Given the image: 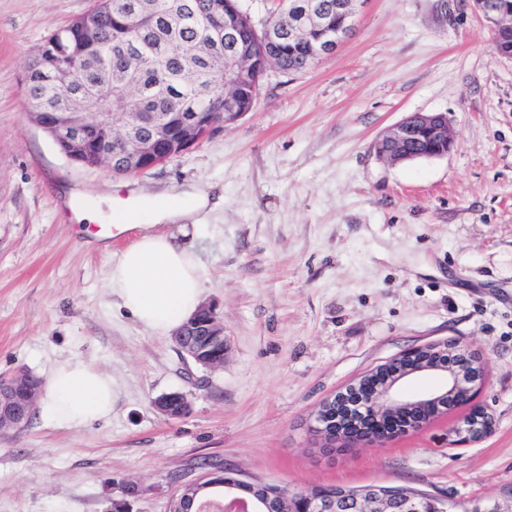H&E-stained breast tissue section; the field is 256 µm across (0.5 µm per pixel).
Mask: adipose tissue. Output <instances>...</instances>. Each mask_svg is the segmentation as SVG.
I'll return each mask as SVG.
<instances>
[{"label":"adipose tissue","mask_w":512,"mask_h":512,"mask_svg":"<svg viewBox=\"0 0 512 512\" xmlns=\"http://www.w3.org/2000/svg\"><path fill=\"white\" fill-rule=\"evenodd\" d=\"M207 191L159 195L141 209H122L116 224L135 219L146 224L175 222L209 206ZM107 286L121 308L145 328L166 333L182 324L202 302V271L194 252L168 237L143 234L112 263ZM114 388L104 369L79 358L56 365L44 382L40 414L44 422L72 430L89 426L112 413Z\"/></svg>","instance_id":"obj_1"}]
</instances>
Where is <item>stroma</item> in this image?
<instances>
[{
	"label": "stroma",
	"instance_id": "1",
	"mask_svg": "<svg viewBox=\"0 0 512 512\" xmlns=\"http://www.w3.org/2000/svg\"><path fill=\"white\" fill-rule=\"evenodd\" d=\"M95 0H0V374L47 378L78 356L111 373V415L78 430L40 416L0 430V512H168L207 465L290 494L398 484L463 505L512 500V58L459 0H365L337 51L269 69L252 112L144 172L86 169L29 115L24 76ZM415 112L446 114V156L396 165L373 145ZM211 190V210L155 225L204 268L224 365L185 360L106 287L138 228L88 243L78 209L113 196ZM483 356L493 429L457 442L468 407L379 446L324 455L321 402L429 343ZM184 393L170 419L152 404ZM134 481L139 491L124 494Z\"/></svg>",
	"mask_w": 512,
	"mask_h": 512
}]
</instances>
